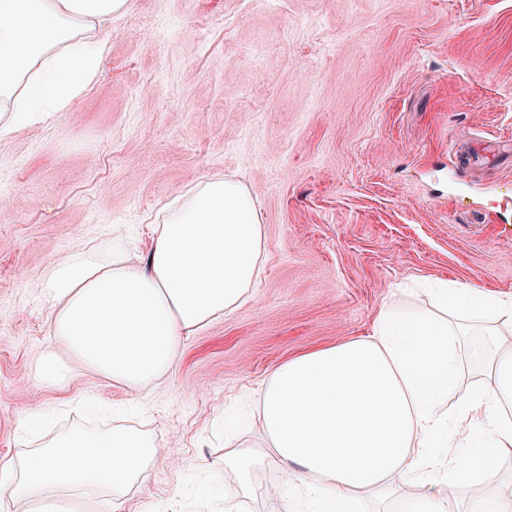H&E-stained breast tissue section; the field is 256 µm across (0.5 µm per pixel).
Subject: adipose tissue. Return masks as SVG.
Here are the masks:
<instances>
[{"label": "adipose tissue", "instance_id": "adipose-tissue-1", "mask_svg": "<svg viewBox=\"0 0 512 512\" xmlns=\"http://www.w3.org/2000/svg\"><path fill=\"white\" fill-rule=\"evenodd\" d=\"M128 0H0V135L66 111L97 78L96 32ZM146 255L119 234L50 263L40 286L56 338L77 366L138 391L165 376L180 338L244 302L258 277L263 227L250 191L220 176L168 206ZM425 308L383 307L369 336L288 359L259 394L268 452L234 449L241 477L273 457L287 483L327 492L328 512L356 494H404L405 512H456L459 480L477 487L512 458V299L435 282ZM491 336L481 386L460 390L456 338Z\"/></svg>", "mask_w": 512, "mask_h": 512}]
</instances>
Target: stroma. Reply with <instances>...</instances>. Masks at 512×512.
<instances>
[{
  "mask_svg": "<svg viewBox=\"0 0 512 512\" xmlns=\"http://www.w3.org/2000/svg\"><path fill=\"white\" fill-rule=\"evenodd\" d=\"M108 52L65 112L0 137V463L23 423L90 398L143 417L157 450L121 499L84 512H294L249 481L231 448L267 441L263 386L288 358L368 336L381 308L427 306L424 280L512 297V0H129ZM212 176L241 181L264 232L260 273L232 312L183 337L140 393L76 370L36 379L52 333L44 269L122 228L146 253L150 219ZM461 389L489 337H459ZM245 417L225 431L224 420Z\"/></svg>",
  "mask_w": 512,
  "mask_h": 512,
  "instance_id": "35a3bbf8",
  "label": "stroma"
}]
</instances>
